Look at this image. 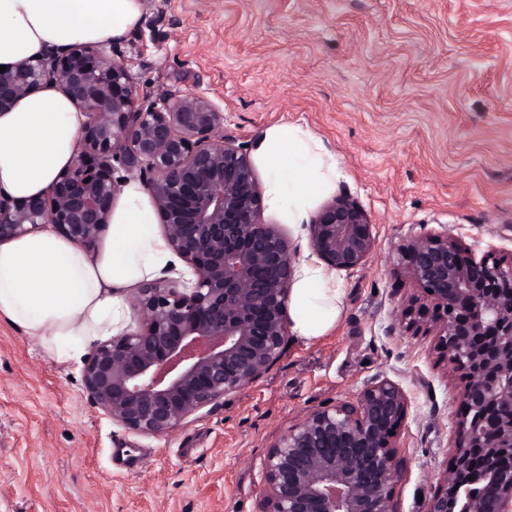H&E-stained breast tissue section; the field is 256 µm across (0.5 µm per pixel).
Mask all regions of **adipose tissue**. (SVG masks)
I'll return each instance as SVG.
<instances>
[{"mask_svg": "<svg viewBox=\"0 0 512 512\" xmlns=\"http://www.w3.org/2000/svg\"><path fill=\"white\" fill-rule=\"evenodd\" d=\"M144 0H0V66L41 60L75 43L120 39ZM83 117L49 85L0 114V196L44 195L76 155ZM266 174L264 205L282 223H308L336 187V159L302 127H268L254 144ZM111 235L95 254L44 228L0 244V315L46 347L57 362L123 331L133 288L176 266L157 230L143 184L126 179L110 217ZM291 330L305 341L332 332L341 313L336 273L316 259L297 264L288 299Z\"/></svg>", "mask_w": 512, "mask_h": 512, "instance_id": "obj_1", "label": "adipose tissue"}]
</instances>
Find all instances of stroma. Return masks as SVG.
Wrapping results in <instances>:
<instances>
[{"label": "stroma", "mask_w": 512, "mask_h": 512, "mask_svg": "<svg viewBox=\"0 0 512 512\" xmlns=\"http://www.w3.org/2000/svg\"><path fill=\"white\" fill-rule=\"evenodd\" d=\"M104 46L144 100L196 93L253 146L291 123L336 156L375 248L341 273L328 336H289L269 374L177 431L112 424L84 363L0 316V512H258L267 447L308 409L387 378L408 396L398 512H423L455 445L459 382L401 321L400 247L437 234L512 256V0H145Z\"/></svg>", "instance_id": "stroma-1"}]
</instances>
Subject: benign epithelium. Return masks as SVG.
Listing matches in <instances>:
<instances>
[{
    "instance_id": "benign-epithelium-1",
    "label": "benign epithelium",
    "mask_w": 512,
    "mask_h": 512,
    "mask_svg": "<svg viewBox=\"0 0 512 512\" xmlns=\"http://www.w3.org/2000/svg\"><path fill=\"white\" fill-rule=\"evenodd\" d=\"M47 82L86 116L78 153L47 194L0 197V242L47 223L89 248L110 224L123 180L143 182L168 246L195 281L140 285L130 298L136 327L97 345L82 385L112 423L145 436L172 433L279 360L297 246L265 222L250 151L224 134V113L206 97L145 105L124 60L78 43L1 72L0 112ZM308 239L320 261L345 272L375 246L367 213L345 196L320 207ZM404 250V276L424 292L409 297L405 330L434 333L462 385L450 469L426 512H512L511 464L481 488L469 480L474 457L512 455V259L478 257L432 234ZM407 408L403 388L382 379L353 401L308 411L266 449L259 512H398L395 431Z\"/></svg>"
}]
</instances>
